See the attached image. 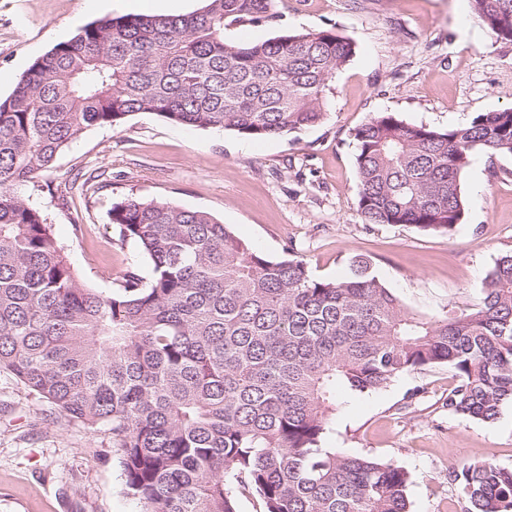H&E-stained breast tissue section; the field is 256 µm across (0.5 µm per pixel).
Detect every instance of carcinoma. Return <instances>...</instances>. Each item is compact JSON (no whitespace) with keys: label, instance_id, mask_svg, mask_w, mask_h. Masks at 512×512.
I'll return each mask as SVG.
<instances>
[{"label":"carcinoma","instance_id":"obj_1","mask_svg":"<svg viewBox=\"0 0 512 512\" xmlns=\"http://www.w3.org/2000/svg\"><path fill=\"white\" fill-rule=\"evenodd\" d=\"M512 41V0H469ZM273 0H206L185 15H121L54 45L0 99V367L65 415L112 435L142 512H408L409 474L322 446L338 392L379 390L437 365L448 410L481 422L512 403V254L476 303L441 318L409 311L352 260L340 280L297 256L272 259L209 213L124 199L111 223L149 263L104 296L72 269L44 214L15 186L52 168L90 127L138 113L250 139L326 118L353 57L333 29L239 44L224 29L271 16ZM368 224L452 234L473 152L512 156V108L435 129L378 112L354 130ZM468 512H512V468L448 472Z\"/></svg>","mask_w":512,"mask_h":512}]
</instances>
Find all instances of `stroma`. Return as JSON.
I'll return each mask as SVG.
<instances>
[{"instance_id": "stroma-1", "label": "stroma", "mask_w": 512, "mask_h": 512, "mask_svg": "<svg viewBox=\"0 0 512 512\" xmlns=\"http://www.w3.org/2000/svg\"><path fill=\"white\" fill-rule=\"evenodd\" d=\"M274 18L227 27L226 39L332 28L355 46L332 86L327 117L284 137L251 140L140 113L93 127L53 167L18 187L53 226L72 267L111 295L137 243L110 221L133 196L203 210L272 258L295 251L319 277L358 256L411 311L428 318L475 303L497 258L512 253V157L476 152L462 177L466 214L452 236L365 223L353 133L375 113L447 129L512 108V42L493 37L469 0H274ZM104 0H0V99L56 43L110 17ZM74 184L68 202L58 195ZM445 365L399 375L369 393L340 392L325 444L403 467L410 512H465L452 462L512 467V403L474 421L444 403ZM0 512H142L129 495L110 435L88 430L0 369Z\"/></svg>"}]
</instances>
